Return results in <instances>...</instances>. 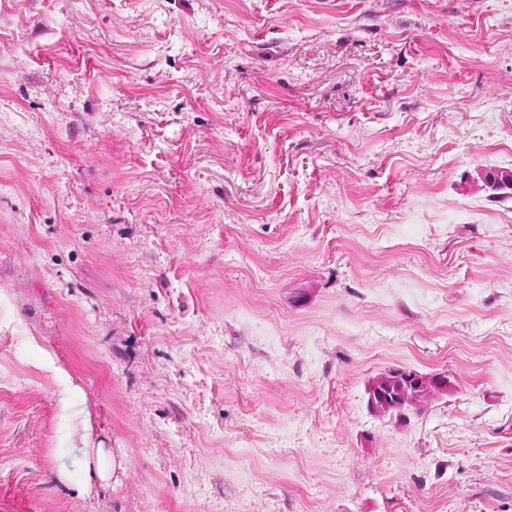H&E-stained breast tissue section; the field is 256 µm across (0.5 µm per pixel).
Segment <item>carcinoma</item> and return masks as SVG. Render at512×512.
Here are the masks:
<instances>
[{
    "label": "carcinoma",
    "mask_w": 512,
    "mask_h": 512,
    "mask_svg": "<svg viewBox=\"0 0 512 512\" xmlns=\"http://www.w3.org/2000/svg\"><path fill=\"white\" fill-rule=\"evenodd\" d=\"M368 386L374 388L379 394L375 401V408L378 410L387 408L391 412L397 411L399 406L404 408L420 406L427 402L429 397L440 394L441 390L434 374L422 373L415 379L400 369L376 376L369 381Z\"/></svg>",
    "instance_id": "1"
}]
</instances>
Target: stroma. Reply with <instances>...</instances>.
I'll return each instance as SVG.
<instances>
[{
  "label": "stroma",
  "mask_w": 512,
  "mask_h": 512,
  "mask_svg": "<svg viewBox=\"0 0 512 512\" xmlns=\"http://www.w3.org/2000/svg\"><path fill=\"white\" fill-rule=\"evenodd\" d=\"M484 170L512 0H0V512H512ZM404 369H394L382 373L369 381L368 389L374 386L379 397L375 401V408L385 412L383 416H390L391 412H397V407L420 409L422 403H426L429 396L442 394L441 387L435 380L436 374L419 373L414 379L412 375L403 373ZM416 405L418 407H416ZM387 414V415H386ZM79 452L84 461L83 486L85 490L89 491L98 482L109 478L111 471L106 464L108 453L104 448H96L95 459H93L92 456H89L88 448H79Z\"/></svg>",
  "instance_id": "1"
}]
</instances>
